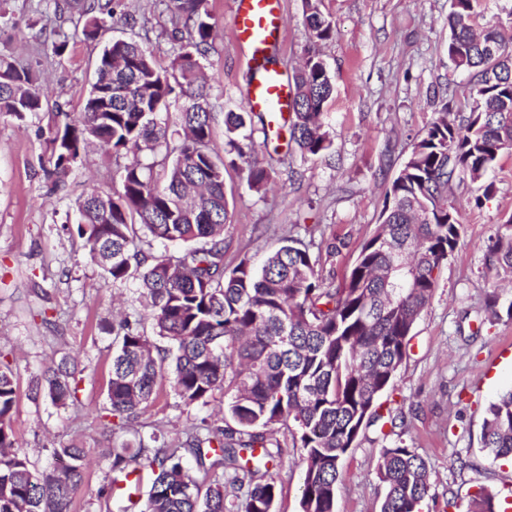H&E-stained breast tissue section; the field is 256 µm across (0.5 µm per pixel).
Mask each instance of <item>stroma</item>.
<instances>
[{"label": "stroma", "mask_w": 512, "mask_h": 512, "mask_svg": "<svg viewBox=\"0 0 512 512\" xmlns=\"http://www.w3.org/2000/svg\"><path fill=\"white\" fill-rule=\"evenodd\" d=\"M128 13L147 18L149 47L167 62L171 44L158 30L164 0H125ZM286 40L278 66L298 68L307 44L302 0H283ZM450 0H323L336 34L323 48L333 95L324 105L333 152L326 160L302 159L287 128L270 129L259 158L282 157L266 196L247 185V166L224 173L229 218L224 226L226 265L245 255L261 263L288 234L321 224L324 236L308 247L319 273L340 283L373 233L387 185L416 136L442 104L454 116L469 114L477 81L454 70L447 52ZM219 35L203 64L214 105L239 103L247 86V59L231 37L233 0H209ZM79 18L68 0H0V51L40 75L43 112L18 121L0 119V360L17 379L12 428L21 450L45 467L53 447L82 439L91 463L71 512H118L126 498L97 495L110 459L103 449L133 441V433L104 434L112 366L113 314L140 307L137 280L104 284L83 239L71 232L75 202L90 189L119 188L115 164L89 145L63 191L43 179L46 140L56 111L78 115L95 76L99 44L77 35ZM70 35L60 57L45 48L57 32ZM487 178L490 201L475 206L477 186L454 180L448 201L459 213L457 247L443 267L429 305L411 333L407 355L380 402L404 417L398 435L427 463L430 491L423 512H459L484 486L512 502V463L488 461L480 450L485 410L512 389V320H492L486 298L497 282L484 266L486 246L499 224L512 217V151ZM337 253L328 256V244ZM69 357L80 372L78 402L60 407L36 389L48 370ZM223 391L208 405L186 408L163 390L142 418L159 424L169 439L186 426L224 410ZM285 453L277 468L274 512H301L303 467L287 430L277 434ZM384 445L376 428L365 429L340 460L335 512H379L384 490L377 467Z\"/></svg>", "instance_id": "35a3bbf8"}]
</instances>
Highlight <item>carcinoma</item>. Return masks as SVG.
<instances>
[{
	"mask_svg": "<svg viewBox=\"0 0 512 512\" xmlns=\"http://www.w3.org/2000/svg\"><path fill=\"white\" fill-rule=\"evenodd\" d=\"M121 2L79 9L84 38L102 41ZM320 3L303 0L309 44L292 76L289 140L305 159H321L332 146L323 109L333 86L320 45L335 27ZM478 6L452 0L448 14V60L478 72L476 106L460 120L443 109L424 129L386 191L375 232L337 287L292 235L259 270L246 256L231 268L224 262V171L246 162L248 186L262 194L272 167L254 157L255 133L268 136L264 114L243 106L224 112V154L212 146L214 104L202 65L215 29L207 0H168L167 69L133 38L104 44L79 119L49 128L44 177L61 189L93 141L117 163L120 191L76 203V231L90 261L107 282L139 280L144 299L143 311L112 322L107 410L129 430L143 426L164 385L187 408L222 389L233 424L203 418L173 442L156 426L132 446L105 449L112 462L98 497L110 499L122 484L129 512L147 475L140 512H273L277 480L269 465L283 454L276 438L283 428L304 466L301 512H334L340 458L364 427L383 419L377 402L393 386L412 329L457 246L460 221L448 185L461 175L481 183L476 204L483 205L494 193L486 174L512 150V46L495 25L476 29ZM174 105L179 128L172 130ZM41 110L34 72L0 53V116L22 120ZM148 237L188 248L150 257L141 249ZM486 266L512 278V216L490 239ZM145 321L169 349L153 350ZM44 390L55 405L77 400L66 361L48 372ZM15 401L16 373L0 360V512H70L87 449L72 441L52 449L60 464L36 468L13 433ZM481 444L495 461L512 458V390L489 404ZM378 478L380 512H421L427 465L413 449L401 442L382 448ZM468 512L506 510L481 487Z\"/></svg>",
	"mask_w": 512,
	"mask_h": 512,
	"instance_id": "carcinoma-1",
	"label": "carcinoma"
}]
</instances>
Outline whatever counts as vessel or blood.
<instances>
[{"mask_svg": "<svg viewBox=\"0 0 512 512\" xmlns=\"http://www.w3.org/2000/svg\"><path fill=\"white\" fill-rule=\"evenodd\" d=\"M230 27L253 72L245 103L251 111L264 113L270 125H278L289 112L293 95L288 72L269 62L282 41V0H234Z\"/></svg>", "mask_w": 512, "mask_h": 512, "instance_id": "obj_1", "label": "vessel or blood"}]
</instances>
